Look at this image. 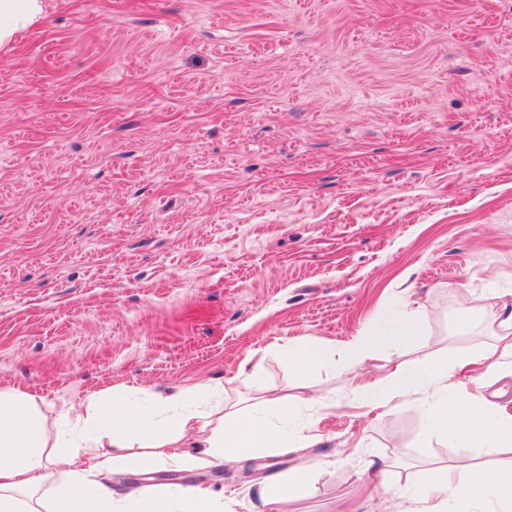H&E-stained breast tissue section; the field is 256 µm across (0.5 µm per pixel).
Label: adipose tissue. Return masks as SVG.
Segmentation results:
<instances>
[{
    "label": "adipose tissue",
    "mask_w": 512,
    "mask_h": 512,
    "mask_svg": "<svg viewBox=\"0 0 512 512\" xmlns=\"http://www.w3.org/2000/svg\"><path fill=\"white\" fill-rule=\"evenodd\" d=\"M45 14L44 0H0V51L37 27ZM363 334L336 350L321 341L293 342L288 362L300 375L335 361L358 359L379 343ZM489 372L512 371V311L498 316L493 340L480 348ZM454 362L394 363L370 381L354 384V395L381 406L423 390L438 401L426 409L428 421L463 448L497 454L495 471L475 465L464 473L444 468L429 477L425 501L453 500L470 512H512V413L473 405L467 385L451 382ZM207 385L185 387L144 407L113 397L89 401L83 414L65 430L49 436L47 419L29 394L0 390V512H221V497L209 488L148 486L127 493L114 477L120 461L134 456L150 468L183 462L199 469L223 466L254 455L260 448H293L311 439L312 427H289L287 417L270 421L255 406L219 399ZM191 454H181L184 446Z\"/></svg>",
    "instance_id": "obj_1"
}]
</instances>
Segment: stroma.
<instances>
[{
	"label": "stroma",
	"mask_w": 512,
	"mask_h": 512,
	"mask_svg": "<svg viewBox=\"0 0 512 512\" xmlns=\"http://www.w3.org/2000/svg\"><path fill=\"white\" fill-rule=\"evenodd\" d=\"M506 303L512 0H47L0 52V389L51 421L218 382L326 404L304 448L130 484L268 512L257 486L312 462L280 512H416L426 472L484 454L423 395L351 386L470 354ZM412 315L430 333L406 344ZM370 332L304 376L282 351ZM381 336L363 334L348 344L342 350V355L347 359H358L367 355L381 341Z\"/></svg>",
	"instance_id": "1"
}]
</instances>
